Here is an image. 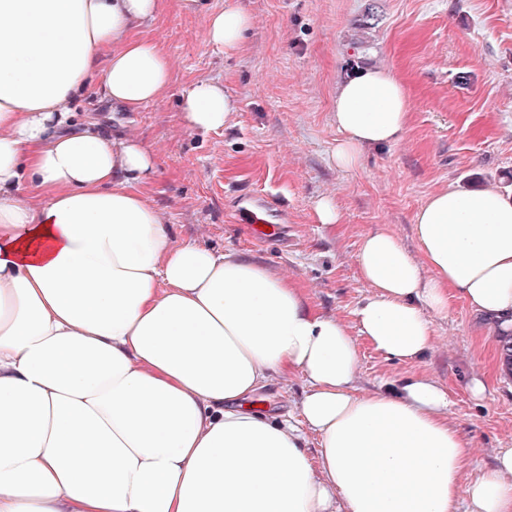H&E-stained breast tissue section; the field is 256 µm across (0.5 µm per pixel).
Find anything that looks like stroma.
I'll list each match as a JSON object with an SVG mask.
<instances>
[{"mask_svg":"<svg viewBox=\"0 0 512 512\" xmlns=\"http://www.w3.org/2000/svg\"><path fill=\"white\" fill-rule=\"evenodd\" d=\"M204 0L193 13L180 0L145 22L173 63L172 88L131 112L108 103L101 85L75 102L71 128L150 146L157 170L144 190L174 237L210 250L233 249L297 279L312 306L346 324L367 295L356 263L362 237L394 232L413 259L417 209L433 192L486 186L512 196V0H237L250 16L243 45L227 55L206 42ZM397 72L412 100L403 139L373 150L358 170L331 158L339 133L332 112L338 83L354 68ZM202 81L224 86L239 109L224 129L189 131L179 97ZM282 208V239L255 240L235 218L238 195ZM331 199L337 224L319 223L313 204ZM422 360L385 358L357 338V387L395 388L412 376L443 384L448 420L469 441L473 480L500 449L512 448V376L501 343L459 299L434 319ZM481 374L487 389L467 388ZM308 389L299 373L272 376L262 391L270 414L297 413Z\"/></svg>","mask_w":512,"mask_h":512,"instance_id":"1","label":"stroma"}]
</instances>
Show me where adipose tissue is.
I'll return each mask as SVG.
<instances>
[{"label":"adipose tissue","mask_w":512,"mask_h":512,"mask_svg":"<svg viewBox=\"0 0 512 512\" xmlns=\"http://www.w3.org/2000/svg\"><path fill=\"white\" fill-rule=\"evenodd\" d=\"M165 6L0 0V512H512V448L465 480L443 385H355L357 338L420 360L450 299L512 332V197L431 194L418 261L387 230L364 236L355 336L294 279L176 241L142 191L152 150L61 131L94 81L131 111L170 90L161 39L139 32ZM249 25L227 0L206 41L237 52ZM180 105L203 132L238 107L210 82ZM410 115L396 72H355L336 92L337 168L400 141ZM296 372L298 415H269L257 393Z\"/></svg>","instance_id":"adipose-tissue-1"}]
</instances>
